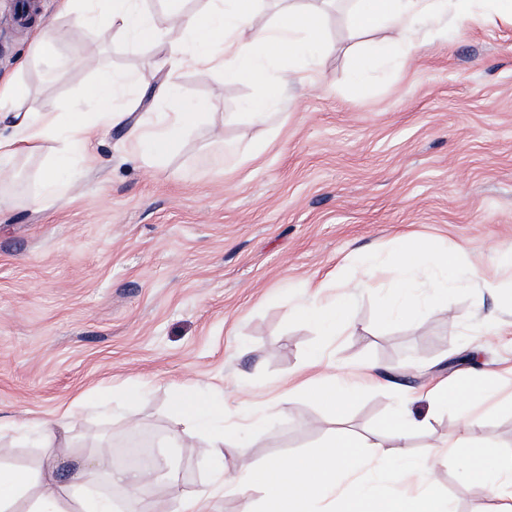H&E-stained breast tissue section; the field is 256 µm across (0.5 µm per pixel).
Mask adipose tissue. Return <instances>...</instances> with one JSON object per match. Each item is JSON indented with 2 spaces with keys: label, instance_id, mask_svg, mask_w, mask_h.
Listing matches in <instances>:
<instances>
[{
  "label": "adipose tissue",
  "instance_id": "1",
  "mask_svg": "<svg viewBox=\"0 0 512 512\" xmlns=\"http://www.w3.org/2000/svg\"><path fill=\"white\" fill-rule=\"evenodd\" d=\"M98 0H83V13L77 27L92 23L104 28L117 27L137 41L167 44L171 71L186 67L218 70L226 80H250L268 84L267 95L249 105L255 120H263L270 107L278 105L284 93L282 84L272 82L269 63L274 59L303 57L305 68L296 77L299 82L316 87L320 84L317 57L330 46L321 39V11L304 0H289L275 20H266L261 12L262 0H210L208 9L187 12L181 0H168L176 16V26H168L141 7L140 0H110L107 11L97 9ZM475 0H355L350 19L354 29L369 31L385 27L395 35L394 44L406 58L415 57L421 44L409 38L411 28L419 23H434V33L447 35L442 18L458 23L483 22L474 10ZM126 77L102 73L87 90L85 98L92 112H43L38 110L29 89L16 76L0 77V116L9 118L11 131L0 134V177L5 176L6 162L19 154L39 152L50 140L64 144L42 178L44 195L65 193L74 156L100 132L129 126L132 150L148 159L169 155L184 139L198 117V104L183 101L175 81H168L166 91L172 100L169 111L147 123L129 125L130 110L117 108L115 98L123 91ZM437 270L441 279L425 300H418L411 275L417 267ZM457 256L427 241H415L398 248L389 267L397 284L383 296L386 318L406 317L445 309L448 289L460 280L495 293L499 284L482 275L478 267L457 274ZM323 282H315L313 296L298 309L299 316L316 326L327 339H334L346 324L354 303L352 291L332 297L323 295ZM310 368L320 377L306 385V392L317 404L330 410L336 429L311 454L279 455L262 467L248 464L239 445L240 430L224 427L213 432L224 419L223 407L201 399L195 391L180 393L174 406L191 431L208 438L207 456L216 461L213 474L223 479L225 467L238 470L237 490L250 493L245 512H328L327 506L339 502V512H453L446 496L434 479L436 470L448 458H456L464 477L476 494L494 503L493 512H512V453L502 452L493 443L473 445L470 434L478 423L477 399L487 395L495 385L493 372L463 378L435 377L422 394L425 412H415L412 398L400 399L394 409L374 431L359 434L342 426L345 411L367 388L378 385L379 377L369 369L347 372L333 367L322 355H312ZM453 411L454 433L448 442L430 446L422 455L405 460L392 473L391 491L380 490L362 475L372 463L384 457L391 443H403L413 436L428 437L436 418ZM59 443L51 428H44L42 462L38 474L0 465V512H110L109 501L84 494L78 478L56 481L54 472ZM160 469L126 466L107 475L109 487L126 495V512H141L137 496L140 488L160 478ZM49 482L50 494L35 493L36 485Z\"/></svg>",
  "mask_w": 512,
  "mask_h": 512
}]
</instances>
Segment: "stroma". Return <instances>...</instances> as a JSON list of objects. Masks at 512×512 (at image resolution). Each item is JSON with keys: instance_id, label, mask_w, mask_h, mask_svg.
<instances>
[{"instance_id": "35a3bbf8", "label": "stroma", "mask_w": 512, "mask_h": 512, "mask_svg": "<svg viewBox=\"0 0 512 512\" xmlns=\"http://www.w3.org/2000/svg\"><path fill=\"white\" fill-rule=\"evenodd\" d=\"M37 3L22 22L15 0H0V75L19 73L41 110L70 111L99 72L130 77L168 55L88 26L85 40L58 45L54 62L22 68L34 28L71 23L55 0ZM350 11L337 0L323 15L336 50L320 59L319 87L294 79L288 61L271 63L286 93L265 121L243 112L263 85L183 69L174 78L182 99L215 105L222 131L200 119L183 147L150 166L130 154L126 129H113L92 159L76 160L74 188L56 197L37 195L54 144L13 161L12 179L0 182V463L37 471L49 421L65 444L59 479L85 467L83 489L110 497L115 512L124 495L105 475L119 448L173 458L176 482L140 491L149 512H171L176 490L212 492L211 512H242L235 491L211 489L205 442L173 406L184 389L231 418L247 396L270 407V424L246 434L254 465L311 452L332 429L308 396L273 407L315 352L381 376L346 410V428L360 433L435 376L495 369L498 399L512 396V332L482 333L486 317L512 322L503 295L457 288L447 310L390 321L364 289L353 326L329 343L297 316L309 279L336 294L367 259L380 266L381 288L392 287L388 261L405 236L457 249L460 268L481 262L512 289V268L499 262L512 252V22L452 27L444 38L420 27L423 47L406 60L388 50L389 31H355ZM371 50L365 85L352 91L353 61ZM167 78L162 70L150 86L128 84L119 106L137 100L132 121L154 120L170 106ZM218 133L246 160L225 155ZM471 438L512 452V408L482 407ZM92 448L102 454L84 466ZM435 479L454 512H491L456 460Z\"/></svg>"}]
</instances>
